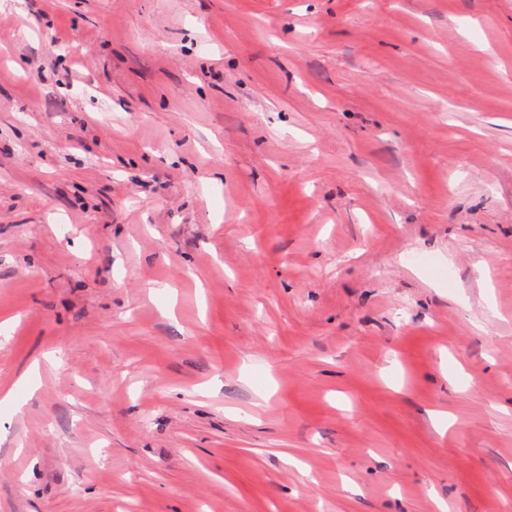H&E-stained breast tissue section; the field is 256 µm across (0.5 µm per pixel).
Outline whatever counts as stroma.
Instances as JSON below:
<instances>
[{"instance_id":"35a3bbf8","label":"stroma","mask_w":512,"mask_h":512,"mask_svg":"<svg viewBox=\"0 0 512 512\" xmlns=\"http://www.w3.org/2000/svg\"><path fill=\"white\" fill-rule=\"evenodd\" d=\"M0 512H512V0H0Z\"/></svg>"}]
</instances>
